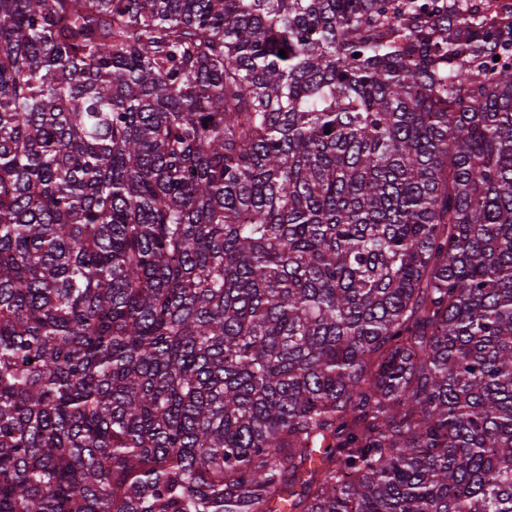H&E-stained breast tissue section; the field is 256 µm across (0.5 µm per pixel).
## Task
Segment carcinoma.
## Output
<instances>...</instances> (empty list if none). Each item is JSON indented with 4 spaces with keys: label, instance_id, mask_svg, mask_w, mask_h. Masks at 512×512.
<instances>
[{
    "label": "carcinoma",
    "instance_id": "obj_1",
    "mask_svg": "<svg viewBox=\"0 0 512 512\" xmlns=\"http://www.w3.org/2000/svg\"><path fill=\"white\" fill-rule=\"evenodd\" d=\"M0 512H512V3L0 0Z\"/></svg>",
    "mask_w": 512,
    "mask_h": 512
}]
</instances>
